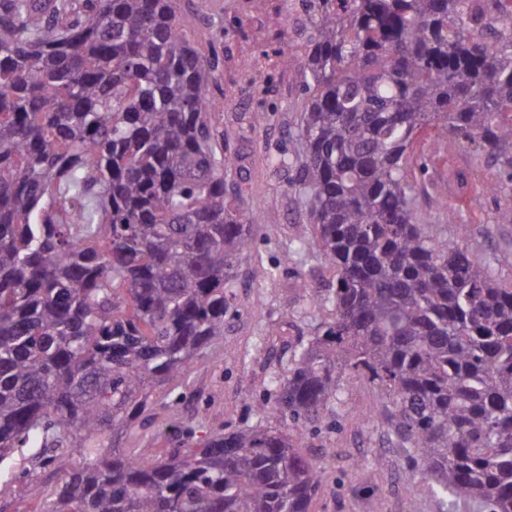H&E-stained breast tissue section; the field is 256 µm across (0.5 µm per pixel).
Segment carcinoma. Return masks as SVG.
I'll use <instances>...</instances> for the list:
<instances>
[{"mask_svg":"<svg viewBox=\"0 0 512 512\" xmlns=\"http://www.w3.org/2000/svg\"><path fill=\"white\" fill-rule=\"evenodd\" d=\"M179 0H0V458L41 440L62 483L33 512H310L300 434L217 432L167 454L99 438L224 335L262 217L224 198L211 73ZM309 0L291 181L334 316L273 380L298 422L356 374L446 500L512 512V281L421 223L431 129L512 177V0Z\"/></svg>","mask_w":512,"mask_h":512,"instance_id":"obj_1","label":"carcinoma"}]
</instances>
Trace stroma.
I'll return each instance as SVG.
<instances>
[{
	"label": "stroma",
	"mask_w": 512,
	"mask_h": 512,
	"mask_svg": "<svg viewBox=\"0 0 512 512\" xmlns=\"http://www.w3.org/2000/svg\"><path fill=\"white\" fill-rule=\"evenodd\" d=\"M178 20L201 54L216 61L209 95L222 107L212 122L238 157L224 172V194L232 200L245 191L248 208L264 222L238 265L223 336L196 355L183 387L153 390L147 422L103 435L101 446L120 454L140 448L172 453L198 447L220 429L293 426L302 434L301 454L323 473L310 512H405L411 501L418 512H482L476 504L444 505L421 478H406L414 449L400 447L387 422L361 421L384 400L368 380H347L340 403L313 423H291L275 408L271 379L288 375L298 343L321 335L332 317L322 301L332 283L328 268L283 259L309 224L290 185L295 169L273 165L298 131L310 18L304 0H181ZM412 162L425 223L451 243L466 225L469 250L489 260L499 278L512 279V224L498 221L499 210L512 205V178L491 159L430 133L415 143ZM441 190L444 209L433 202ZM304 282L313 298L302 297ZM41 454L33 444L0 459V512H23L37 501L38 489L58 483V475L41 468ZM361 463L372 465V481L358 477Z\"/></svg>",
	"instance_id": "stroma-1"
}]
</instances>
